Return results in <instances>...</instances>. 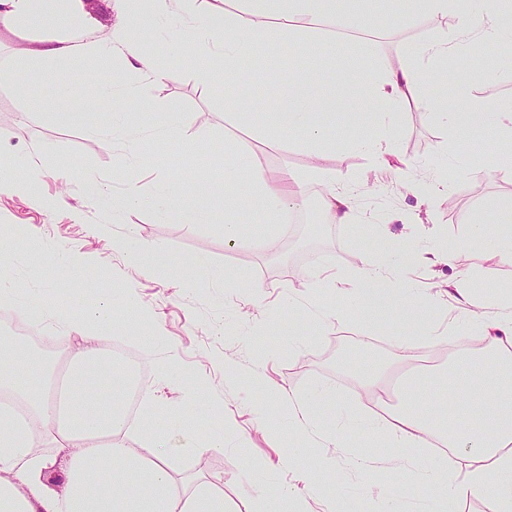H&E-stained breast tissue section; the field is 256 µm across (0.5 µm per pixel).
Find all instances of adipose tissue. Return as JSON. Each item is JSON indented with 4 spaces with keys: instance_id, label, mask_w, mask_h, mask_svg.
<instances>
[{
    "instance_id": "obj_1",
    "label": "adipose tissue",
    "mask_w": 512,
    "mask_h": 512,
    "mask_svg": "<svg viewBox=\"0 0 512 512\" xmlns=\"http://www.w3.org/2000/svg\"><path fill=\"white\" fill-rule=\"evenodd\" d=\"M240 12L228 11L226 0H152L149 15L139 31L113 30L108 39L88 40L79 45L49 39L28 49L33 70L54 73L59 62L74 56L108 64L121 59L129 82L108 81L93 72L85 94L95 103L131 94L147 97L153 86L166 83L173 74L161 66L144 46V33L164 18L175 19L169 32L170 50L188 59L206 60L199 73L202 81L235 69L255 45L285 42L307 49L321 48L327 27L340 28L347 17L370 25L380 0H243ZM415 17L453 16L461 43L471 34L482 40L512 44V0H409ZM45 0H0V28L40 29L48 24ZM359 63L341 59L344 70L354 71L363 88V98L347 105L350 118L377 115L388 125L386 135L370 139L351 136L353 148L373 152L380 164L393 155L394 134L399 127L400 106L412 95L424 76L423 69L409 63L387 69L371 62L369 45L359 49ZM319 74L303 75L282 88L274 112H259L255 103L241 97L226 98L241 125L265 124L270 139L301 135L317 151L331 148L330 128L336 122L335 102L323 99ZM422 109L436 113L453 127L482 125L503 133V146L512 145V105L485 112L469 97L455 105L429 99ZM313 175L331 182L321 205L330 223L350 224L355 220V193L336 186V176L312 167ZM44 175L40 158L14 155L0 159V194L32 195ZM249 176L255 194L270 218L284 217L302 207L307 191L299 177L286 172L293 191L269 182L262 167L244 155L224 170L225 185ZM155 214L180 224H205L208 210L200 205L178 202L172 188L158 190L152 198ZM485 242V260L512 261V228L489 237L486 218L476 219L469 234L448 256L430 253L427 263L457 262L468 258L477 242ZM401 261L395 256L368 258L356 267L354 301L372 323L385 318L392 308L406 310L399 330L403 336H421L432 344L450 341L460 352L451 373H465L476 392L477 410L462 414L463 403L454 393L434 401L422 400L418 387H411L404 409L374 416L381 399L380 379L375 372L359 375L363 393L372 397L369 411L358 421L377 432L389 447L404 448L414 465L408 480L435 487L439 496L432 512H453L470 494L482 493L489 512H512V295L476 306L469 281L459 276L449 281L447 295L457 315L449 331L410 312L411 286L392 287L391 277ZM111 300L94 299L68 311L65 319L78 344L71 353L64 375L55 390L30 386L27 375H48L49 364L35 350L0 344V512H225L224 491L207 483L181 484L173 462L194 452V436L180 423L167 424L163 434L149 426L156 399L144 391L141 420L130 423L124 392L131 383L130 372L118 361L107 358L102 341L112 329ZM287 410L300 438L309 446L335 439L325 427L317 397L301 396L273 384L255 402L257 414L268 407ZM437 443L445 447L438 457L419 458V448ZM62 454L65 466L63 491L47 482ZM317 475L308 477L304 489L292 486L279 492L276 512H309V498L319 497L320 473H333L336 459L321 457Z\"/></svg>"
}]
</instances>
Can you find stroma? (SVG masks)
Listing matches in <instances>:
<instances>
[{
  "instance_id": "obj_1",
  "label": "stroma",
  "mask_w": 512,
  "mask_h": 512,
  "mask_svg": "<svg viewBox=\"0 0 512 512\" xmlns=\"http://www.w3.org/2000/svg\"><path fill=\"white\" fill-rule=\"evenodd\" d=\"M51 8L53 23L48 28L0 30V64L23 75L19 82L0 79V155L41 150L46 172L40 190L46 196L63 195L65 203L46 213L25 198L0 195V280L47 293L49 311L43 320L49 335L56 338L47 349L54 370L62 369L75 346L63 313L86 298L116 299L124 289H132L139 305L166 331L178 365L205 377V415L185 421L196 434L198 450L177 460L179 476L219 483L231 512H259L257 489L273 483L296 485L314 470L315 458L308 454L301 455L294 467L281 463L282 442L295 438L287 415L275 408L265 419L254 415L252 401L262 372L298 394H311L318 387L335 390L336 403L323 406L322 416L324 423H341L344 445L335 451V473L322 476L320 483L326 496L335 499L338 512H359L362 503H378L385 489L401 493L406 512H428L437 491L405 479V450L387 447L381 437L347 423L346 418L357 398L356 378L374 359H381L389 383L412 368L430 372L444 367L457 352L445 343L428 345L420 336L408 337L404 348L396 349L391 331L399 314H391L381 324L364 319L348 301L354 286L351 272L368 257H401L403 277L422 287L413 296L412 307L434 318L439 287L453 279L457 269L446 263L426 264V253L446 252L450 243L467 235L478 217H490L497 228L512 227V157L497 152V132L479 125L454 130L419 107L423 97L454 100L463 83L469 96L486 108L512 102V64L502 62L501 46L477 43L480 66L475 73L453 56L445 64L447 79L426 66L425 79L403 107L389 166H380L372 153L347 147L350 125L337 117L331 130L336 147L320 162L337 181L357 188L358 220L332 225L318 205L326 186L306 173L311 149L295 138L285 144L272 142L261 130L241 126L234 112L224 107L225 97L242 88L265 111H272L280 85L317 68L318 54L299 58L287 46L262 44L256 51L265 69L275 72L276 82L266 80L265 69L247 63L205 84L197 76L199 64L189 65L169 54L165 33L153 30L146 36L148 50L177 76L157 86L150 100L136 105L145 129L138 135L137 150L131 152L92 132L111 113L123 109L119 102L89 104L84 85L92 61L72 58L49 78L27 70L21 54L23 48L37 47L48 38L77 44L108 35L120 21L113 0H100L96 6L86 0H53ZM455 32L454 18L418 22L410 18L405 0H395L375 12L369 37L375 59L398 68L414 45L450 38ZM62 85L68 89L64 100L58 94ZM31 99L39 102V111H28ZM167 112L184 118L173 140L150 129ZM243 154L250 155L273 181L289 169L303 173L310 205L301 211L297 231L289 237L281 225L268 223L260 201H253L250 209L235 216L244 243L228 249L223 235L228 216L220 186L225 166ZM63 169L69 172V181L59 179ZM435 173L447 178L448 190L429 204H420L406 184ZM89 175L96 176L117 200L138 188L141 204L113 218L111 209L85 189ZM162 180L174 187L178 200L206 207L209 223L158 219L148 201ZM31 229L45 242L43 251L14 242L15 234ZM131 230L164 248L168 269L148 271L128 262L116 242ZM71 250L93 260L77 287L62 269V258ZM196 256L226 270L231 286L203 281L194 290H185L181 265ZM470 266L478 302L512 290V263L486 262L476 253ZM314 268L339 281L338 290L325 291L322 304L342 309L344 322L319 323L304 278ZM286 294L296 297L295 305H283ZM303 325L308 328L303 347L290 349L289 328ZM162 361L158 355L147 363L149 385L158 399L153 415L157 423L176 415L184 397L174 377L163 372ZM228 418L234 420L237 436L225 439L223 451L209 448L212 434ZM267 423L280 427L281 441L267 439L262 430ZM351 450L376 458L371 473L353 470L347 456Z\"/></svg>"
}]
</instances>
